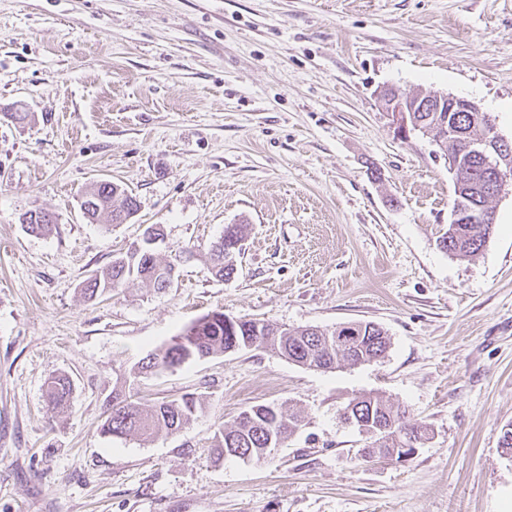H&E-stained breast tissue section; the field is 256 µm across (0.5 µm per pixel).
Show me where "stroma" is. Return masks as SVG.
Listing matches in <instances>:
<instances>
[{
  "instance_id": "stroma-1",
  "label": "stroma",
  "mask_w": 512,
  "mask_h": 512,
  "mask_svg": "<svg viewBox=\"0 0 512 512\" xmlns=\"http://www.w3.org/2000/svg\"><path fill=\"white\" fill-rule=\"evenodd\" d=\"M387 85L475 101L512 140V0H0V512H512V194L481 254L443 250L448 164L394 134ZM101 179L140 204L108 232L80 210ZM36 208L50 234L27 232ZM148 224L173 286L86 300ZM228 224L246 237L220 281L200 252ZM216 310L369 321L391 347L332 371L207 358L138 387L205 397L181 431L101 434L113 385ZM57 373L62 414L44 400ZM368 393L431 428L407 462L360 456L341 412ZM260 403L301 428L258 463L213 456L216 427ZM73 382L69 375L54 374L45 382V398L48 407L55 412H64L70 407Z\"/></svg>"
}]
</instances>
